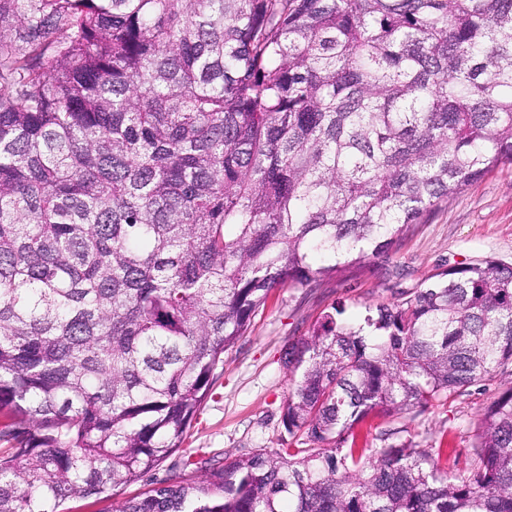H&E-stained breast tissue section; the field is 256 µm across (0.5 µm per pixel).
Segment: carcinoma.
Instances as JSON below:
<instances>
[{"instance_id": "obj_1", "label": "carcinoma", "mask_w": 512, "mask_h": 512, "mask_svg": "<svg viewBox=\"0 0 512 512\" xmlns=\"http://www.w3.org/2000/svg\"><path fill=\"white\" fill-rule=\"evenodd\" d=\"M512 165V0H0V512L176 453L270 294L386 257ZM288 347V447L116 512H512V386L454 469L343 444L512 379L483 258Z\"/></svg>"}]
</instances>
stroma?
I'll return each instance as SVG.
<instances>
[{
  "mask_svg": "<svg viewBox=\"0 0 512 512\" xmlns=\"http://www.w3.org/2000/svg\"><path fill=\"white\" fill-rule=\"evenodd\" d=\"M485 257L512 264V167L486 174L409 225L388 258L312 288L276 290L251 330L225 353L219 379L180 456L225 458L279 447L286 435L282 407L290 389L280 355L289 341L307 334L336 301H345L348 314L355 315L364 304L395 301L429 276ZM505 386L502 380L474 385L420 416L368 418L355 429L357 442H374L380 431L391 429L395 442L410 439L423 448L466 454L474 426Z\"/></svg>",
  "mask_w": 512,
  "mask_h": 512,
  "instance_id": "obj_1",
  "label": "stroma"
}]
</instances>
